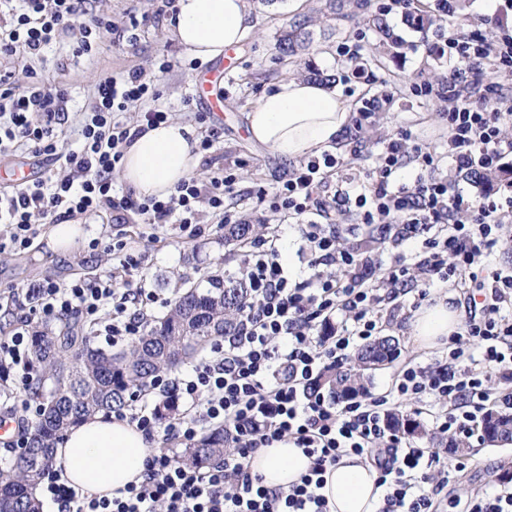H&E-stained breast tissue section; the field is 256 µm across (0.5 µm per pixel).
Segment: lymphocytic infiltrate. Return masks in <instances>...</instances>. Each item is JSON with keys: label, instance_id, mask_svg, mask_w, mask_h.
I'll return each mask as SVG.
<instances>
[{"label": "lymphocytic infiltrate", "instance_id": "1", "mask_svg": "<svg viewBox=\"0 0 512 512\" xmlns=\"http://www.w3.org/2000/svg\"><path fill=\"white\" fill-rule=\"evenodd\" d=\"M11 11L9 25H0V56L23 48L37 57L52 40L78 30V54L98 47L111 23L93 17L91 0H22ZM440 55L470 64H490L512 70V32L501 29L496 39L478 33L452 37L438 46ZM13 73L0 70V156L20 144L38 156L60 162L64 174L48 171L38 180L0 192V251L29 248L41 232V221L56 224L78 215L112 211L115 221L168 226L178 238L198 233L199 216L210 213L218 224H239L243 218L226 209L234 174L219 171L209 182L190 178L168 199H139L132 192L116 193L112 176L121 165L123 149L132 140L124 112L136 103L154 101L160 92L142 72L131 70L101 78L92 102L83 112L78 133L80 151L61 153L59 126L67 98L42 78L33 77L23 93L12 88ZM424 94L447 102L448 157L457 170H496L512 155V139L502 131L512 119V94L486 86L478 98L464 97L455 79ZM423 167L434 164L431 154L413 143L409 134L390 139L380 163L369 172L360 193L340 188L326 195L327 180L342 160L331 153L300 162L274 192L254 190L257 206L290 216L307 217L301 232L315 271L294 282L276 261L273 250L253 244L241 270L250 289L235 335L215 345L191 371L159 375L148 391L134 395L116 409L115 417L136 424L146 438L163 437L150 449L144 479L128 486L123 498H95L60 481L50 469L42 482V498L58 512H329L322 494L323 474L347 453L369 454L384 486L379 512H512V491L485 490L467 499L449 497L451 469L439 453H424L391 425V415L406 396L434 411L440 434L470 438L478 434L489 399L486 374L495 371L503 388L496 411L512 416V273L491 263L498 231L512 216V184L475 202L456 185L435 176H418L397 183L393 173L408 158ZM354 214L363 224H400L409 238H420L417 267L426 299L430 289L447 284L460 288L467 317L452 335L445 360L404 365L392 388L383 395L339 399L311 389L324 369L343 368L353 351L377 338L384 313L408 292V267L391 265L378 281L364 278L360 254L340 249L337 235L316 216L328 208ZM338 265L346 275L332 278L323 266ZM141 262L124 255L115 271L93 281L58 282L47 278L25 293H0V310L27 301L29 312L17 317L0 336V411L16 407L18 389L34 378L31 345L34 325L79 311L97 335L117 344L141 335L147 312L165 300L138 285L126 291L117 283L139 269ZM109 318H101L104 308ZM175 396L190 403V414L163 423L157 398ZM220 426L230 447L224 458L206 469L179 462L172 441L194 442L203 427ZM292 441L313 461L299 483L270 488L251 475L256 449L281 440Z\"/></svg>", "mask_w": 512, "mask_h": 512}]
</instances>
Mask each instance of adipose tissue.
I'll return each mask as SVG.
<instances>
[{
    "mask_svg": "<svg viewBox=\"0 0 512 512\" xmlns=\"http://www.w3.org/2000/svg\"><path fill=\"white\" fill-rule=\"evenodd\" d=\"M178 12L164 30L195 59L222 58L226 48L255 32L247 0H176ZM350 119L349 106L335 90L310 79L287 75L273 83L245 118L248 139L283 160L313 156L336 143ZM195 125L171 118L145 129L124 147L116 177L140 199H165L199 166ZM460 327L452 296L422 306L412 336L422 348L438 346ZM149 441L135 424L95 413L71 427L53 449L67 485L91 497H116L140 483ZM311 466L302 449L279 441L255 451L251 471L276 488L297 482ZM370 460L349 454L328 467L323 493L331 512H378L384 490Z\"/></svg>",
    "mask_w": 512,
    "mask_h": 512,
    "instance_id": "1",
    "label": "adipose tissue"
}]
</instances>
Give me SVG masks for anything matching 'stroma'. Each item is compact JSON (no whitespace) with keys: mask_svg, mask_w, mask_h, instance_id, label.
Returning <instances> with one entry per match:
<instances>
[{"mask_svg":"<svg viewBox=\"0 0 512 512\" xmlns=\"http://www.w3.org/2000/svg\"><path fill=\"white\" fill-rule=\"evenodd\" d=\"M390 0H364L353 7L351 0H338L329 6L327 0H249L257 20L255 35L239 47L237 63L224 80V110L220 117L207 115L195 98L196 70L191 58L162 27L169 11L164 0H96L95 9L111 18L113 31L103 33L98 50L92 55L74 57L75 40L62 37L48 46L42 57L28 58L24 51L0 60V66L15 73L16 91H23L29 72H37L44 80L65 89L70 101L69 113L86 109L92 89L99 79L110 73L139 70L157 82L159 104L170 117L195 123L198 132L217 126L223 135L212 148L201 154L198 180L206 181L219 168H233L236 176L234 193L227 204L248 214L250 223L264 224L266 238L272 239L277 254H288V275L300 281L308 277L309 253L301 237L296 218L270 210H254L252 192L257 187L275 190L279 180L295 168V161H284L271 152L251 144L244 127V114L271 83L282 75L306 74L315 70L337 76L336 86L353 110H360L372 97L383 99L381 111L370 113L362 129H348L336 146L335 155L345 158L340 178L362 184L366 173L378 164L377 157L385 139L409 132L412 139L436 154L448 150V129L441 114L444 104L433 96L421 94L427 82L446 78L451 65L436 56L432 46L449 32H480L495 36L496 26L489 19L504 9V0H465L461 15L454 18L436 16L430 28L411 26L400 9L389 6ZM384 14L386 23L403 39L396 54L382 56L381 64L362 74H351L350 57L340 55L342 46H357L362 58L381 56L377 33L366 24L370 14ZM143 20L137 40H129L124 30L130 17ZM304 20L312 39L299 54L282 60L277 39L292 22ZM169 60L168 72L158 70L160 60ZM91 236H120L130 253L148 257L144 276H130L129 287L146 279L148 287L164 298L174 299L178 287L186 282L206 285L216 274H237L245 258L243 249L228 250L223 232L217 231L211 215H202V231L190 239L173 237L168 229H152L144 224H115L111 212L101 211L83 217ZM114 259L103 250L84 247L74 253H56L47 246L46 236H39L23 254L0 252V289L24 291L28 284L51 276L66 282L85 276L94 278L111 270ZM413 295L400 300L401 307L384 329L386 335L399 342L400 354L394 363L373 370L369 390L384 394L392 385L396 372L405 363H430L444 359L446 347L421 349L410 336V321L415 312ZM467 465L457 472L448 485L449 496L467 499L478 491L500 486L505 464L512 463V445L491 448L471 441Z\"/></svg>","mask_w":512,"mask_h":512,"instance_id":"obj_1","label":"stroma"}]
</instances>
